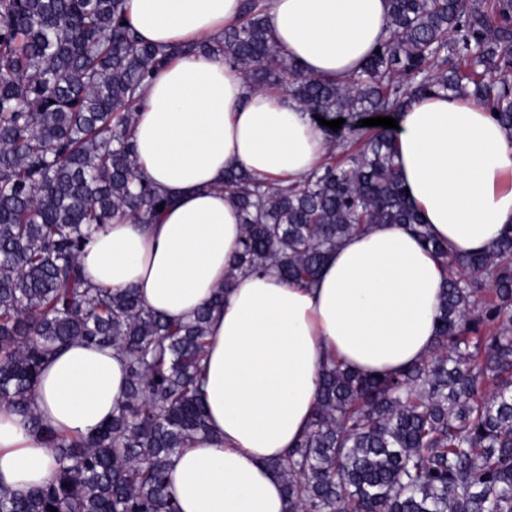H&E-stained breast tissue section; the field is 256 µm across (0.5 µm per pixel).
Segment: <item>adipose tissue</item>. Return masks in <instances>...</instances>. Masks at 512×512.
Masks as SVG:
<instances>
[{
    "mask_svg": "<svg viewBox=\"0 0 512 512\" xmlns=\"http://www.w3.org/2000/svg\"><path fill=\"white\" fill-rule=\"evenodd\" d=\"M266 5L278 48L332 80L362 64L388 22L387 0ZM240 10L241 0H126L132 26L158 45L216 38ZM395 119L396 161L430 234L452 256L488 249L512 223V137L464 97L415 99ZM133 141L137 170L175 204L156 223L115 221L95 233L80 257L89 282L136 289L148 309L183 321L224 294L203 360L209 433L175 457L173 497L180 512H285L272 464L306 430L322 367L382 376L429 357L448 273L395 224L345 239L311 288L233 270L242 225L225 170L288 185L325 163L329 143L294 102L249 90L223 58L181 55L160 71ZM126 386L115 350L77 341L44 365L36 411L59 433L85 437L111 419ZM54 476L42 436L0 406V483L20 495Z\"/></svg>",
    "mask_w": 512,
    "mask_h": 512,
    "instance_id": "adipose-tissue-1",
    "label": "adipose tissue"
}]
</instances>
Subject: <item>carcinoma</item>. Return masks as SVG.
<instances>
[{"instance_id":"cac0c4a2","label":"carcinoma","mask_w":512,"mask_h":512,"mask_svg":"<svg viewBox=\"0 0 512 512\" xmlns=\"http://www.w3.org/2000/svg\"><path fill=\"white\" fill-rule=\"evenodd\" d=\"M389 23L344 81L278 49L261 0L203 45L143 42L125 0H0V405L39 432L56 476L0 512H179L173 457L209 433L200 395L214 301L188 321L102 291L79 257L117 216L153 223L173 199L136 167L144 87L175 56H221L251 89L279 88L310 117L347 120L327 163L297 183L224 173L243 224L238 269L311 285L346 238L398 224L448 268L434 352L370 377L333 363L312 421L275 462L286 512H512V224L487 250L448 256L410 203L395 130L356 126L412 98H473L512 137V0H388ZM73 341L125 361L124 400L87 438L36 413L45 361Z\"/></svg>"}]
</instances>
